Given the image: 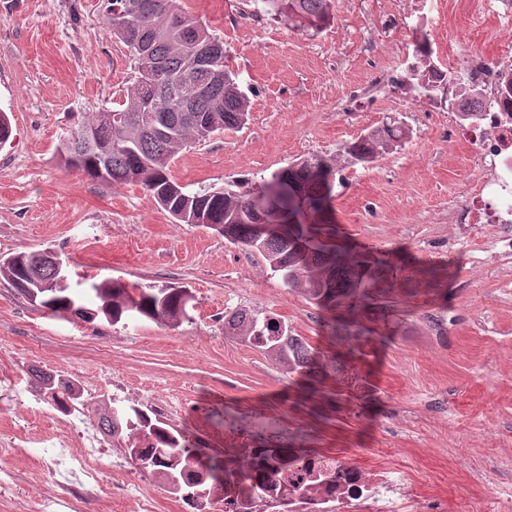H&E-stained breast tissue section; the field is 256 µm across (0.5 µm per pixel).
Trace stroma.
<instances>
[{
  "label": "stroma",
  "mask_w": 512,
  "mask_h": 512,
  "mask_svg": "<svg viewBox=\"0 0 512 512\" xmlns=\"http://www.w3.org/2000/svg\"><path fill=\"white\" fill-rule=\"evenodd\" d=\"M224 42L249 100L243 127L188 146L171 163L194 193L256 190L312 154L334 167L328 208L338 243L380 255L366 299L329 312L288 287L264 256L212 226L182 224L142 186L104 188L66 169L57 147L78 119L116 108L134 76L124 45L94 0H0V256L50 250L70 285L182 287L188 317L111 324L52 314L0 278V459L16 479L0 512H41L60 494L36 476L21 443L56 432L34 415L31 369L78 384L90 427L111 404L136 406L221 456L277 445L341 456L372 469L392 460L397 512H492L512 497V224H459L484 176L461 141L457 106L424 91L413 43L427 32L434 63L465 71L512 54V19L495 0H332L321 29L294 28L250 0H181ZM402 122L403 145L374 161L347 146ZM248 308L274 317L320 352L313 390L264 349L224 328ZM99 461L101 489L79 512H224L218 499L185 507L158 476L137 470L116 440Z\"/></svg>",
  "instance_id": "obj_1"
}]
</instances>
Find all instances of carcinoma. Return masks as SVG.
<instances>
[{
  "label": "carcinoma",
  "instance_id": "carcinoma-1",
  "mask_svg": "<svg viewBox=\"0 0 512 512\" xmlns=\"http://www.w3.org/2000/svg\"><path fill=\"white\" fill-rule=\"evenodd\" d=\"M125 0H103V14L112 35L127 48L134 61L132 83L126 87L125 102L112 111V117L98 114L78 124L67 136L70 148L61 155L64 165L81 172L100 185L137 183L175 219L191 224H215L229 234L230 242L263 254L272 272L281 274L285 283L303 287L305 295L318 306L334 310L341 303L363 294L373 269L380 259L370 253H355L336 243L334 236L317 224H305L302 216L323 211L333 186V167L322 157L309 156L274 172L260 187L249 193L209 191L189 193L172 177L170 164L182 146L208 139L217 131L245 123L248 101L224 64L217 57L214 70L184 79L177 85L158 80L156 87L144 85L155 61H163L168 70H181L190 47L177 40L178 29L194 27L206 40L220 41L202 22L183 10L178 0H144L142 23L156 32L151 52L142 54L128 31L121 25L120 12ZM262 9L284 22L318 28L329 17L330 0H259ZM415 51L425 71L433 70L432 49L422 36ZM155 96L156 112L141 121L130 116L146 98ZM193 107L195 119H183L179 107ZM406 135L394 122L368 133L350 144L347 152L354 159L370 162L378 151L399 146ZM252 210L264 212L279 232L259 236L248 220ZM0 274L20 294L39 282L45 286L40 305L51 313L70 312L89 318V306L117 324L133 317L156 322H178L187 317L182 288H141L132 294L117 280L93 282L85 288L56 289L53 253H19L0 258ZM229 334L263 348L288 367V372L305 375L313 369L310 345L301 336L288 333L275 318L261 320L248 309L225 315ZM48 400L69 409L80 403L71 385L63 380L53 385ZM103 429L119 440L128 431L125 447L141 448L145 472L157 473L165 480L178 479L186 500L199 501L228 494L237 488L243 492L235 505L238 512H265V508L288 507V486L307 499L310 488L293 481L295 471L309 473L317 486L336 485V474L327 467L312 469L315 456L293 448H250L240 456L222 459L209 455L194 443L180 439L169 429L135 407L115 406L101 417Z\"/></svg>",
  "mask_w": 512,
  "mask_h": 512
}]
</instances>
